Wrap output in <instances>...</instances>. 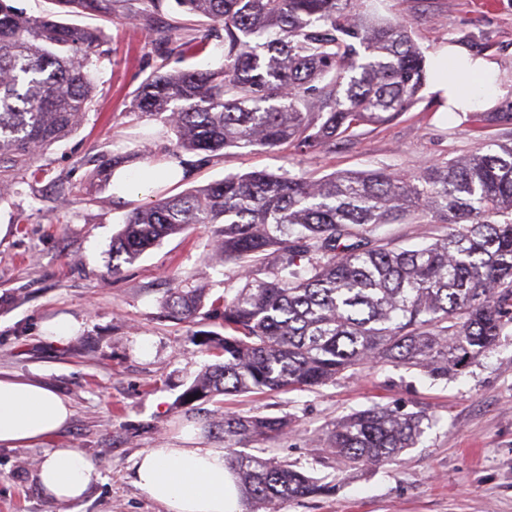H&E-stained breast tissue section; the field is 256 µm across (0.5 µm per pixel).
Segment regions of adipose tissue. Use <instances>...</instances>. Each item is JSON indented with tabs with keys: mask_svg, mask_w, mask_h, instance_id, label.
Listing matches in <instances>:
<instances>
[{
	"mask_svg": "<svg viewBox=\"0 0 512 512\" xmlns=\"http://www.w3.org/2000/svg\"><path fill=\"white\" fill-rule=\"evenodd\" d=\"M459 61L448 72L449 60ZM483 79L481 87L466 99L454 94L457 84L473 75ZM495 65L483 58H471L456 44L446 47L437 58L431 90L441 106L468 112L475 102L485 101L494 91ZM73 415L68 399L40 383L0 375V446L14 448L41 443L64 430ZM135 483L151 500L164 504L169 512H243L242 491L220 448H151L134 463ZM97 466L71 448L54 450L42 462L38 484L44 495L56 503L80 501L97 484Z\"/></svg>",
	"mask_w": 512,
	"mask_h": 512,
	"instance_id": "ef3b65f1",
	"label": "adipose tissue"
}]
</instances>
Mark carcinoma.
Segmentation results:
<instances>
[{"instance_id": "obj_1", "label": "carcinoma", "mask_w": 512, "mask_h": 512, "mask_svg": "<svg viewBox=\"0 0 512 512\" xmlns=\"http://www.w3.org/2000/svg\"><path fill=\"white\" fill-rule=\"evenodd\" d=\"M60 14H112L114 0H55ZM224 30V63L149 75L133 109L176 136L172 155L289 144L321 152L361 125L389 122L417 101L426 58L397 17L363 0H175ZM103 33L55 15L23 16L0 0V183L83 124L93 102ZM440 224L432 242L393 247L380 224ZM222 225L215 256L243 285L211 302L224 336L188 403L242 392H291L369 363L434 379L493 349L512 324V141L468 156L389 170L229 173L134 209L112 251L136 260L166 236ZM275 266L258 277L268 255ZM207 292L181 283L166 306L193 317ZM425 416L376 405L322 438L346 465L379 464L413 447ZM224 458L253 512L328 489L313 476L236 447L279 434L288 419L224 414Z\"/></svg>"}]
</instances>
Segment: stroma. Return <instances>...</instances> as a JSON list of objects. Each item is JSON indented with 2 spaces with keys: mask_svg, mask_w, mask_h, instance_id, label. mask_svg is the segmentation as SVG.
Segmentation results:
<instances>
[{
  "mask_svg": "<svg viewBox=\"0 0 512 512\" xmlns=\"http://www.w3.org/2000/svg\"><path fill=\"white\" fill-rule=\"evenodd\" d=\"M133 2L141 18L74 17V24L105 33L93 107L81 129L39 158L40 182L0 206V373L40 382L74 408L69 426L42 443L0 447V512H167L135 486L136 455L223 447L219 421L228 413L287 417L284 433L248 444L247 453L266 448L329 485V492L283 501L279 512H512L511 325L495 348L442 380L378 363L311 390L182 402L213 362L199 334L221 326L170 318L165 300L178 282L214 296L239 287L235 266L212 257L220 227L200 224L168 236L131 262L113 252L112 239L128 213L157 194H182L230 172H275L291 150L185 153L187 177L126 200L114 198L111 183L91 182L98 165L116 157L127 158L135 176L168 161L175 137L161 121L132 112L134 93L153 72L214 68L224 53L222 33L197 24L188 35L206 38L208 47L182 55L167 37L181 19L174 0ZM378 9L409 23L427 59L455 43L494 60L503 93L486 110L457 114L438 111L423 90L407 112L300 157V168L318 177L382 168L405 174L505 139V129L484 114L512 101V0L491 8L482 0H380ZM62 315L80 323L77 337L44 340L43 324ZM376 403L425 415V432L390 461L344 468L320 437ZM59 448L83 453L100 471L79 502H50L38 485L42 461Z\"/></svg>",
  "mask_w": 512,
  "mask_h": 512,
  "instance_id": "1",
  "label": "stroma"
}]
</instances>
